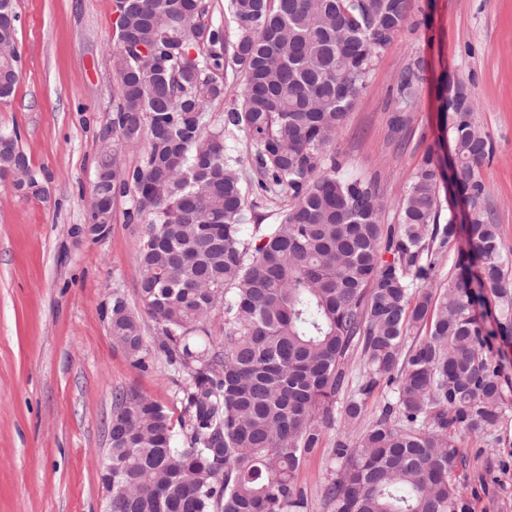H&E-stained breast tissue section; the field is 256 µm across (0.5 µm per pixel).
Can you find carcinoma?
<instances>
[{
    "label": "carcinoma",
    "mask_w": 512,
    "mask_h": 512,
    "mask_svg": "<svg viewBox=\"0 0 512 512\" xmlns=\"http://www.w3.org/2000/svg\"><path fill=\"white\" fill-rule=\"evenodd\" d=\"M113 66L120 77L103 134L92 198H128L138 226V294L160 336L155 347L185 376L174 447L157 401L119 392L112 413V512H300L296 473L341 417L362 419L381 385L396 401L331 453L333 512H467L449 475L466 467L458 433L500 419L498 369L471 315L470 281L443 293L416 281L436 269L457 225L439 223V180L470 207L463 224L477 281L508 299L498 225L482 214L474 168L492 153L476 128V101L450 85L445 111L456 162L446 176L420 167L400 222H380L375 184L329 154L374 62L405 26L410 0H226L234 39L212 21L210 0H113ZM419 63L405 66L410 103ZM21 74L17 28L0 36V99ZM240 97L226 101L228 75ZM224 111L215 115V104ZM242 132L252 190L288 194L280 223L244 235L243 157L225 134ZM145 143L141 163L121 146ZM29 165L19 136L0 135V172ZM224 307V342L205 328ZM422 336L404 345L411 331ZM112 340L142 367L150 349L140 317L112 296ZM361 380L343 407L348 363Z\"/></svg>",
    "instance_id": "obj_1"
}]
</instances>
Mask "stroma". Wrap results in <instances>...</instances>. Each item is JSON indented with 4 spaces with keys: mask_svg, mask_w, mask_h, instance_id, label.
<instances>
[{
    "mask_svg": "<svg viewBox=\"0 0 512 512\" xmlns=\"http://www.w3.org/2000/svg\"><path fill=\"white\" fill-rule=\"evenodd\" d=\"M406 27L378 56L331 150L343 170L373 180L398 224L404 191L432 162L449 170L453 143L443 127L444 88L460 81L476 100L475 124L493 153L475 169L484 213L512 253V0H410ZM22 72L0 100V133L19 145L47 189L22 197L0 182V512H107L103 484L116 393L182 413L181 374L164 356L140 370L108 330L113 294L140 311L139 238L121 200L106 237L75 232L84 223L117 83L112 67L113 0H17ZM419 63V92L400 107L401 69ZM404 109L405 120L393 115ZM473 315L484 352L499 369L502 412L482 435L459 433L468 465L452 474L469 512H512V329L503 303L475 291ZM345 430H327L300 467L303 512H332L325 486L330 455Z\"/></svg>",
    "mask_w": 512,
    "mask_h": 512,
    "instance_id": "obj_1",
    "label": "stroma"
}]
</instances>
